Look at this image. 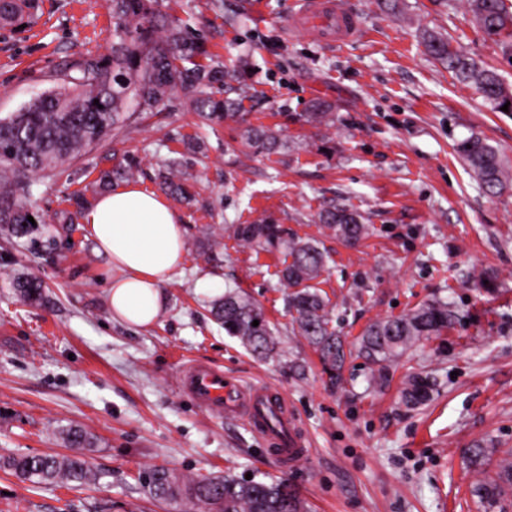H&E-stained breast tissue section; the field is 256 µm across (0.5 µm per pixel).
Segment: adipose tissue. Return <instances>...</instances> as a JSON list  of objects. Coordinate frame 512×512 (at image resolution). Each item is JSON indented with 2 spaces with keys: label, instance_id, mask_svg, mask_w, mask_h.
Returning a JSON list of instances; mask_svg holds the SVG:
<instances>
[{
  "label": "adipose tissue",
  "instance_id": "ef3b65f1",
  "mask_svg": "<svg viewBox=\"0 0 512 512\" xmlns=\"http://www.w3.org/2000/svg\"><path fill=\"white\" fill-rule=\"evenodd\" d=\"M83 222L112 268L106 294L113 315L131 327L151 326L164 304L163 287L186 254L180 215L157 194L120 185L99 196Z\"/></svg>",
  "mask_w": 512,
  "mask_h": 512
}]
</instances>
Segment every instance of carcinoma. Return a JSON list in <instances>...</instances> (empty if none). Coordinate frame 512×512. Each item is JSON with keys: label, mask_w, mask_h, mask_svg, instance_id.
Segmentation results:
<instances>
[{"label": "carcinoma", "mask_w": 512, "mask_h": 512, "mask_svg": "<svg viewBox=\"0 0 512 512\" xmlns=\"http://www.w3.org/2000/svg\"><path fill=\"white\" fill-rule=\"evenodd\" d=\"M157 0H111L112 30L106 52L82 56L72 64L77 76L69 85L54 90L37 103L0 118V224L15 238L29 233L35 216L32 188L45 179L65 173L64 164L107 141L112 132L136 122L135 113L157 112L168 97L177 93L187 110L202 126L241 120L242 99L224 96L226 79L235 74L220 66L197 62L207 55L199 39L189 34L180 19L155 8ZM474 22L501 49L512 45V0H466ZM37 0H0V27L13 26L32 14ZM426 52L448 64V71L473 86L496 112L508 106L512 112V87L482 61L452 45V41L429 34ZM99 105H94V100ZM330 106L311 103L306 121L327 124ZM245 143L258 153L274 154L288 148L282 134L264 126H249ZM473 177L489 191L512 184V166L486 139L472 135L455 147ZM137 166L129 162L102 171L95 188L105 191L116 180L134 178ZM166 193L192 202L179 161L173 159L160 173ZM317 220L334 236L356 244L369 234L362 215L349 205H332L317 214ZM232 235L242 246L281 252L287 261L279 271V283L286 289V305L292 329L318 354L329 383L342 381L347 358L357 354L377 366L370 376L373 388L386 381L387 363L412 346L442 335L459 320L448 301L435 298L406 313L369 324L359 337L356 351L345 349L332 326L329 300L313 284L327 266L330 255L321 243L301 238L270 218L232 225ZM17 298L27 304H43L47 293L35 276L19 274L12 280ZM224 333L238 339L253 353L268 357L276 342L271 323L251 297L229 288L211 307ZM259 325L252 326L253 321ZM435 380L412 373L401 391L410 408L427 405L433 398ZM73 447L91 445L80 428L64 431ZM0 466L36 485H64L71 488L96 482L98 474L81 455H17L0 461ZM149 495L173 506L175 512H305L300 493L288 482L240 479L231 474L186 480L166 466H153L146 473ZM480 512H507L512 495V452L496 463L494 474L478 471L471 486Z\"/></svg>", "instance_id": "carcinoma-1"}]
</instances>
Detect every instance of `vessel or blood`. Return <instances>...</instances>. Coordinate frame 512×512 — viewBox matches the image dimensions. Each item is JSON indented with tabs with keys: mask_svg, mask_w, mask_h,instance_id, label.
<instances>
[{
	"mask_svg": "<svg viewBox=\"0 0 512 512\" xmlns=\"http://www.w3.org/2000/svg\"><path fill=\"white\" fill-rule=\"evenodd\" d=\"M288 21L289 33L306 32L322 45L342 46L359 41L363 27L345 0H296ZM181 387L206 411L219 417L242 416L272 448L278 462L296 460L304 450L288 419L285 398L264 387L244 388L226 382L221 370L196 364L181 374Z\"/></svg>",
	"mask_w": 512,
	"mask_h": 512,
	"instance_id": "b4317fda",
	"label": "vessel or blood"
}]
</instances>
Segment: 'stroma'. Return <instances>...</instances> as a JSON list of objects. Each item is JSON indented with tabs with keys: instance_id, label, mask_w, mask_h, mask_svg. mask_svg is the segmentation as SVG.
<instances>
[{
	"instance_id": "1",
	"label": "stroma",
	"mask_w": 512,
	"mask_h": 512,
	"mask_svg": "<svg viewBox=\"0 0 512 512\" xmlns=\"http://www.w3.org/2000/svg\"><path fill=\"white\" fill-rule=\"evenodd\" d=\"M345 4L364 37L331 47L289 34L295 0H159L204 41L210 62L237 67L245 124L199 126L170 96L35 186L43 220L26 237L0 229V457L68 453L60 432L77 426L93 438L86 458L100 475L67 490L0 468V512H173L144 491L141 476L155 465L194 478L285 479L310 512H478L463 449L512 448V186L489 195L454 147L477 133L512 161V112L492 111L429 57L419 31L442 32L511 84L512 56L473 24L465 0H401L398 15L383 0ZM110 29L109 0H39L25 28H0V117L64 85L73 60L104 53ZM316 100L331 104L332 123L305 122ZM246 124L281 130L287 152H253L241 137ZM197 136L203 152L186 151ZM173 157L201 202L175 203L184 262L155 323L130 327L107 304L106 258L82 222L61 224L56 214L99 171L130 158L140 162L137 185L158 191ZM338 204L353 205L370 227L357 246L316 221ZM267 216L328 250L318 286L347 343L434 297L456 306L460 321L390 363L385 388L369 389L372 365L362 358L330 386L292 333L280 254L230 235V225ZM204 225L213 238L200 236ZM15 273L41 277L48 302L22 303L6 286ZM229 288L251 296L276 327L273 357L254 356L211 318L210 303ZM194 361L284 393L306 456L281 467L242 420L206 412L179 384ZM412 372L436 380L426 408L400 403Z\"/></svg>"
}]
</instances>
